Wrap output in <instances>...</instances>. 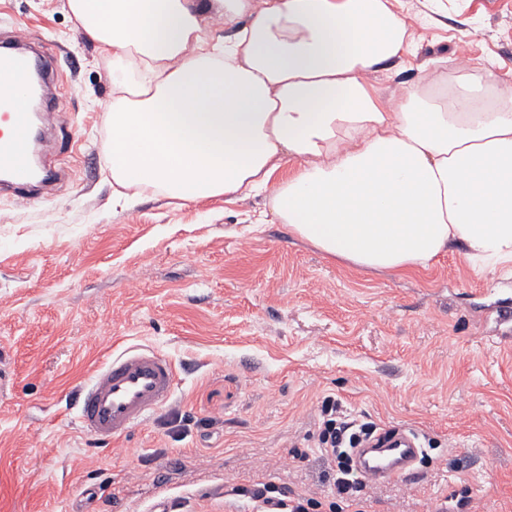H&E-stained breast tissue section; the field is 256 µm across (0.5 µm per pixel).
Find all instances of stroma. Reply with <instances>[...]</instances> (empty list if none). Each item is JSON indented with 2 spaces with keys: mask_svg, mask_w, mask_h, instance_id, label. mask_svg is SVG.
<instances>
[{
  "mask_svg": "<svg viewBox=\"0 0 512 512\" xmlns=\"http://www.w3.org/2000/svg\"><path fill=\"white\" fill-rule=\"evenodd\" d=\"M411 52L369 83L387 97L432 60L512 70V0H404ZM57 67L65 111L47 193L0 194V512H253L270 483L320 495L318 410L414 429L411 483L367 484L369 512H512V277L457 253L403 274L332 259L270 219L267 193L112 204V62L67 0H0ZM166 355L170 402L105 445L78 389L128 346Z\"/></svg>",
  "mask_w": 512,
  "mask_h": 512,
  "instance_id": "stroma-1",
  "label": "stroma"
}]
</instances>
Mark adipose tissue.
<instances>
[{"instance_id": "obj_1", "label": "adipose tissue", "mask_w": 512, "mask_h": 512, "mask_svg": "<svg viewBox=\"0 0 512 512\" xmlns=\"http://www.w3.org/2000/svg\"><path fill=\"white\" fill-rule=\"evenodd\" d=\"M397 2L68 0L112 59L116 199L268 188L292 234L354 267L425 268L458 247L511 267L512 84L467 65L380 102L367 75L412 46Z\"/></svg>"}]
</instances>
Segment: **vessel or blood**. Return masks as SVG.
I'll return each mask as SVG.
<instances>
[{
  "label": "vessel or blood",
  "instance_id": "b4317fda",
  "mask_svg": "<svg viewBox=\"0 0 512 512\" xmlns=\"http://www.w3.org/2000/svg\"><path fill=\"white\" fill-rule=\"evenodd\" d=\"M44 73V60L30 47L29 34L17 31L0 44V185L28 193L36 180H51L52 170L33 165L34 115L20 110ZM171 361L149 349L130 347L113 355L80 390L78 419L84 432L112 442L145 423L174 392ZM420 450L402 428L378 433L356 449V467L369 483L410 481L417 477Z\"/></svg>",
  "mask_w": 512,
  "mask_h": 512
}]
</instances>
